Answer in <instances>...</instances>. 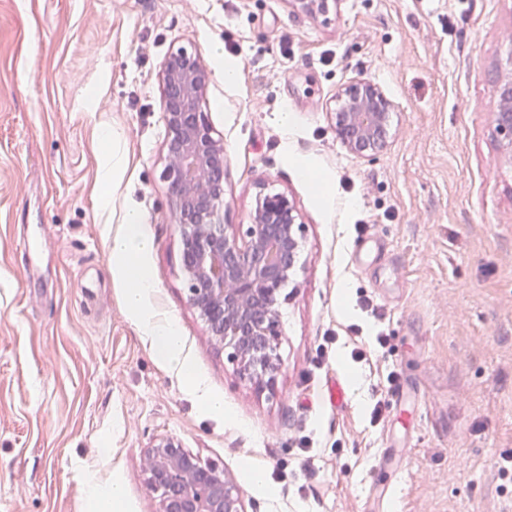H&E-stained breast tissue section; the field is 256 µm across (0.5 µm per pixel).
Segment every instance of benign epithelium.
Here are the masks:
<instances>
[{"mask_svg":"<svg viewBox=\"0 0 512 512\" xmlns=\"http://www.w3.org/2000/svg\"><path fill=\"white\" fill-rule=\"evenodd\" d=\"M160 81L167 127L164 179L177 214L180 273L187 300L241 378L274 388L283 340L280 300L301 270L304 224L282 193L262 192L250 224L219 218L224 204V141L213 135L201 106L211 72L197 52L179 47L165 59ZM496 131L512 160V79L500 88ZM393 106L371 81L355 79L336 93L340 140L363 157L384 145ZM144 473L160 493L161 512H245L232 478L203 465L172 437L149 442Z\"/></svg>","mask_w":512,"mask_h":512,"instance_id":"obj_1","label":"benign epithelium"}]
</instances>
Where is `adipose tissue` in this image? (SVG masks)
<instances>
[{
    "instance_id": "obj_1",
    "label": "adipose tissue",
    "mask_w": 512,
    "mask_h": 512,
    "mask_svg": "<svg viewBox=\"0 0 512 512\" xmlns=\"http://www.w3.org/2000/svg\"><path fill=\"white\" fill-rule=\"evenodd\" d=\"M144 222V216L138 211L130 210L124 214L120 230L112 238V271L124 285L126 311L150 337L155 356L166 365L177 368L185 380L192 383L196 377L181 356V336L176 324L169 318L157 316L145 305L152 283L143 268V260L151 249Z\"/></svg>"
}]
</instances>
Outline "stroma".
Wrapping results in <instances>:
<instances>
[{
    "instance_id": "obj_1",
    "label": "stroma",
    "mask_w": 512,
    "mask_h": 512,
    "mask_svg": "<svg viewBox=\"0 0 512 512\" xmlns=\"http://www.w3.org/2000/svg\"><path fill=\"white\" fill-rule=\"evenodd\" d=\"M181 46L212 71L202 110L224 141L225 223H249L263 189L302 216L270 393L216 348L180 276L159 72ZM509 76L512 0H330L317 15L293 0H0V512H92L90 473L124 483V512H161L143 458L166 436L224 468L246 512H376L385 495L389 512H503L512 162L495 117ZM357 78L393 104L371 158L331 112ZM114 129L127 165L106 183ZM130 208L152 243L147 307L176 321L199 388L125 310L112 237ZM365 230L382 255L353 256ZM393 374L415 387L412 422L389 403ZM333 376L341 408L324 397ZM387 448L401 469L381 475Z\"/></svg>"
}]
</instances>
